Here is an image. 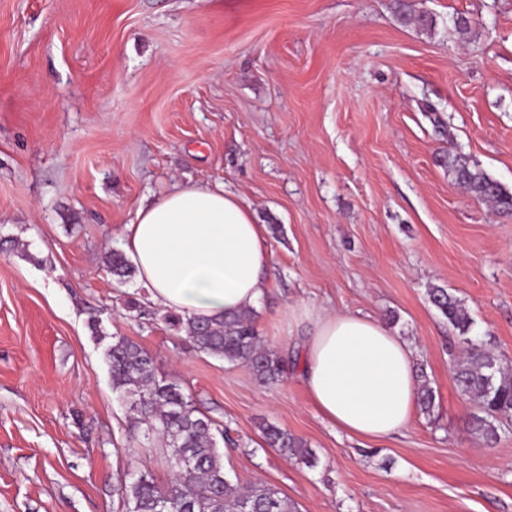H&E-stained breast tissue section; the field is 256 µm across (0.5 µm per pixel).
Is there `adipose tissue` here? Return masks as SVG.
I'll list each match as a JSON object with an SVG mask.
<instances>
[{
	"label": "adipose tissue",
	"mask_w": 512,
	"mask_h": 512,
	"mask_svg": "<svg viewBox=\"0 0 512 512\" xmlns=\"http://www.w3.org/2000/svg\"><path fill=\"white\" fill-rule=\"evenodd\" d=\"M122 247L147 300L188 318L256 308L271 262L250 204L223 184L180 187L139 207ZM311 325L301 378L322 418L348 436L399 433L418 407L413 350L380 320L302 309Z\"/></svg>",
	"instance_id": "1"
}]
</instances>
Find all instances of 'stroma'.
I'll return each instance as SVG.
<instances>
[{
    "label": "stroma",
    "mask_w": 512,
    "mask_h": 512,
    "mask_svg": "<svg viewBox=\"0 0 512 512\" xmlns=\"http://www.w3.org/2000/svg\"><path fill=\"white\" fill-rule=\"evenodd\" d=\"M405 4L431 26L401 23ZM456 152L512 191V0H0V512H119V477L169 486L128 441L115 333L227 430L241 486L299 512H512V426L491 448L468 431L461 346L426 295L447 288L512 365V215L452 180L439 160ZM218 182L268 230L272 385L126 311L143 288L101 262L139 206ZM303 304L411 343L434 417L380 441L323 421L301 380L309 326L289 315ZM265 423L318 466L268 448Z\"/></svg>",
    "instance_id": "obj_1"
}]
</instances>
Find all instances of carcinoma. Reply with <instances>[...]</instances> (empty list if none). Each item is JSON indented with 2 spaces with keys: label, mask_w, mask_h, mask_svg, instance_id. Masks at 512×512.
<instances>
[{
  "label": "carcinoma",
  "mask_w": 512,
  "mask_h": 512,
  "mask_svg": "<svg viewBox=\"0 0 512 512\" xmlns=\"http://www.w3.org/2000/svg\"><path fill=\"white\" fill-rule=\"evenodd\" d=\"M448 175L470 196L490 202L501 213L512 215V192L479 168L470 156L457 153L444 159ZM103 264L116 281L123 283L134 267L119 250H110ZM431 305L458 331L466 344L453 359L452 371L459 391L472 400L476 411L470 415L471 433L484 443L497 442L500 424L512 419V368L504 364L483 343L470 337L474 321L461 300L448 289L434 286L427 291ZM251 309L220 320L185 318L165 312L162 320L173 330L186 333L196 350L233 365H245L262 383L279 380L285 365L281 357L265 347L254 326ZM104 351L112 378V390L128 405V434L137 444L161 441L160 454L173 478L167 489L142 474L132 481L118 479L116 489L120 512H160L162 504L175 501L178 512H297L295 504L267 485L242 489L224 471L223 454L217 446L213 421L194 405L182 389L155 373L151 355L138 343L121 335L111 336ZM418 405L430 415L435 409V390L420 375ZM267 445L287 457L317 466L307 442L269 424L263 428Z\"/></svg>",
  "instance_id": "1"
}]
</instances>
